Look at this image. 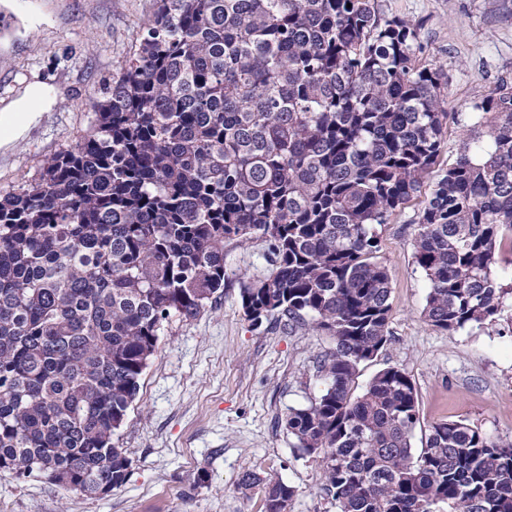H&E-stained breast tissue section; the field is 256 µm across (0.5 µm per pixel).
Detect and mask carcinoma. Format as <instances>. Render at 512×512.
Wrapping results in <instances>:
<instances>
[{
    "instance_id": "1",
    "label": "carcinoma",
    "mask_w": 512,
    "mask_h": 512,
    "mask_svg": "<svg viewBox=\"0 0 512 512\" xmlns=\"http://www.w3.org/2000/svg\"><path fill=\"white\" fill-rule=\"evenodd\" d=\"M423 54L378 0H157L86 134L0 190V470L90 497L126 484L112 436L164 324L217 300L225 242L260 239L272 272L240 288L247 320L336 341L286 427L322 456L337 512H512V441L446 420L413 447L418 394L396 366L355 394L389 339L375 227L445 144V74ZM474 109L489 143L434 184L414 244L444 331L492 324L512 293L491 276L512 250V85ZM294 496L266 482L265 512Z\"/></svg>"
}]
</instances>
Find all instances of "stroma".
<instances>
[{
	"mask_svg": "<svg viewBox=\"0 0 512 512\" xmlns=\"http://www.w3.org/2000/svg\"><path fill=\"white\" fill-rule=\"evenodd\" d=\"M386 15L420 26L426 62L440 66L448 113L435 167L443 174L470 137L473 104L512 83V0H379ZM155 9V0H0V107L32 83L57 89L54 103L19 138L0 146V188L39 175L44 159L85 134L92 102L119 75ZM421 210L413 200L379 226L378 260L391 277L389 340L359 367L358 385L396 366L417 389L416 436L444 420H466L512 439V294L491 327L443 331L422 316L428 282L415 264ZM224 293L161 334L140 391L114 440L131 461L121 488L96 497L33 473L0 470V512H264V489L242 490L254 472L296 489L288 512H336L323 490L318 456L302 454L285 421L324 384L318 358L334 337L306 326L253 328L241 307L243 283L271 271L262 241L224 245Z\"/></svg>",
	"mask_w": 512,
	"mask_h": 512,
	"instance_id": "35a3bbf8",
	"label": "stroma"
}]
</instances>
